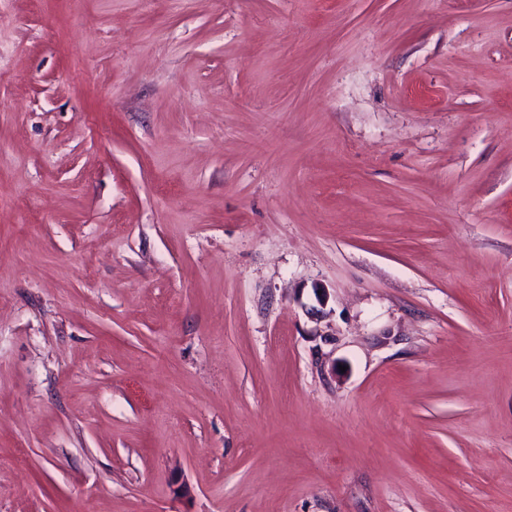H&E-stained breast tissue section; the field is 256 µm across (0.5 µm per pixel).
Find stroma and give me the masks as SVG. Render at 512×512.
<instances>
[{"mask_svg": "<svg viewBox=\"0 0 512 512\" xmlns=\"http://www.w3.org/2000/svg\"><path fill=\"white\" fill-rule=\"evenodd\" d=\"M0 512H512V0H0Z\"/></svg>", "mask_w": 512, "mask_h": 512, "instance_id": "stroma-1", "label": "stroma"}]
</instances>
